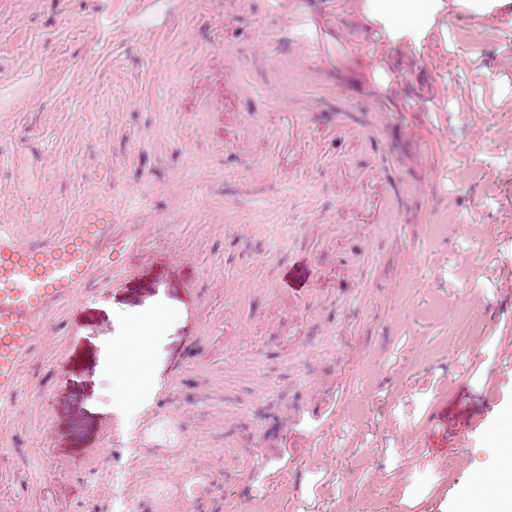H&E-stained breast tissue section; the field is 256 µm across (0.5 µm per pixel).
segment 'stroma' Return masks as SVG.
<instances>
[{
  "instance_id": "stroma-1",
  "label": "stroma",
  "mask_w": 512,
  "mask_h": 512,
  "mask_svg": "<svg viewBox=\"0 0 512 512\" xmlns=\"http://www.w3.org/2000/svg\"><path fill=\"white\" fill-rule=\"evenodd\" d=\"M375 30L418 69L375 72ZM304 41L318 65L254 73ZM426 79L442 111L341 132L315 116ZM0 156V224L54 235L105 207L157 227L60 310L38 397L0 421L15 469L43 473L25 512H112L114 472L137 512H451L494 464L512 432V0L406 19L383 0L353 18L331 0H0ZM390 176L404 208L383 230ZM312 295L313 338L288 308ZM159 307L131 401L111 349Z\"/></svg>"
}]
</instances>
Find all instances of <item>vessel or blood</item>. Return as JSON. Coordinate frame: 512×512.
Returning <instances> with one entry per match:
<instances>
[{
    "label": "vessel or blood",
    "instance_id": "obj_1",
    "mask_svg": "<svg viewBox=\"0 0 512 512\" xmlns=\"http://www.w3.org/2000/svg\"><path fill=\"white\" fill-rule=\"evenodd\" d=\"M142 243L139 225L117 224L96 209L58 236L26 235L17 224L0 225V418L25 392L24 372L37 356L38 341L51 330L52 314L88 292L95 273L112 265L114 242ZM37 493L0 495V512H24Z\"/></svg>",
    "mask_w": 512,
    "mask_h": 512
}]
</instances>
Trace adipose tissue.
<instances>
[{
  "mask_svg": "<svg viewBox=\"0 0 512 512\" xmlns=\"http://www.w3.org/2000/svg\"><path fill=\"white\" fill-rule=\"evenodd\" d=\"M167 321L165 312L134 322L128 329L125 344L115 348L112 369L124 380L127 397H136L150 366L149 334ZM453 512H512V434L503 437L496 464L477 473L457 499Z\"/></svg>",
  "mask_w": 512,
  "mask_h": 512,
  "instance_id": "ef3b65f1",
  "label": "adipose tissue"
}]
</instances>
